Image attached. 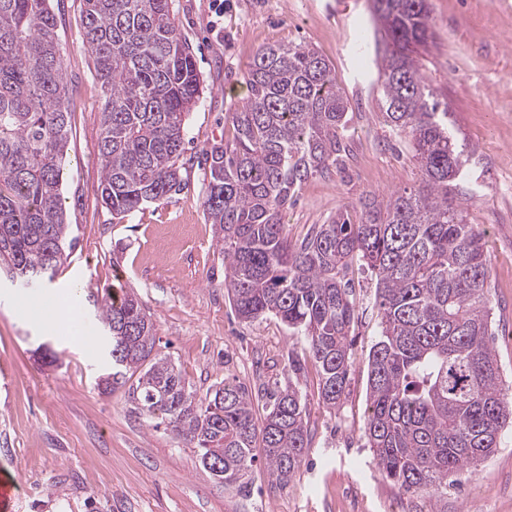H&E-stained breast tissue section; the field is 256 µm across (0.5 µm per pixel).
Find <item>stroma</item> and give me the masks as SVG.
<instances>
[{
  "label": "stroma",
  "instance_id": "obj_1",
  "mask_svg": "<svg viewBox=\"0 0 512 512\" xmlns=\"http://www.w3.org/2000/svg\"><path fill=\"white\" fill-rule=\"evenodd\" d=\"M67 79L74 89L63 206L75 247L48 286L21 288L0 278V473L18 492L12 512H432L433 502L378 471L364 446L368 356L380 333L376 278L353 261V364L345 393L328 407L320 377H298L310 436L288 485L273 483L264 462L252 469L254 493L242 500L203 469L196 449L149 426L126 388L103 392L112 368L92 294L122 285L141 299L156 349L171 357L189 390L205 396L229 378L258 390L288 380L296 339L275 316L245 322L224 288V257L204 201L203 154L232 140L231 114L247 97L244 76L268 45L304 43L330 63L349 99L346 151L331 173L314 176L286 205L291 239L351 208L363 194L419 185L407 140L379 108V53L369 0H172L204 92L186 121L180 192L135 212L113 215L101 201L99 156L105 98L83 38L82 0H50ZM434 40L421 74L448 103L459 143L471 148L476 196H462L468 223L484 231L494 350L512 387V0H429ZM75 291L82 320L97 339L88 353L40 327L26 312L45 290ZM494 512H512V427L495 453L448 489V512H468L486 494Z\"/></svg>",
  "mask_w": 512,
  "mask_h": 512
}]
</instances>
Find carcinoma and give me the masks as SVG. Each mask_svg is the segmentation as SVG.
Returning <instances> with one entry per match:
<instances>
[{
	"label": "carcinoma",
	"mask_w": 512,
	"mask_h": 512,
	"mask_svg": "<svg viewBox=\"0 0 512 512\" xmlns=\"http://www.w3.org/2000/svg\"><path fill=\"white\" fill-rule=\"evenodd\" d=\"M84 40L106 105L101 116V201L114 214L181 190L186 115L203 79L178 33L171 0H83ZM386 42L379 79L384 120L409 138L424 187L361 197L299 242L281 211L309 178L345 151L350 103L330 63L306 44L267 46L250 64L248 97L232 113L234 139L206 152L205 209L224 255V288L237 317L274 315L303 342L334 406L351 368L355 308L345 270L359 258L376 277L380 335L369 355L364 436L379 471L406 492L448 502L457 476L494 453L512 424L492 347L482 234L456 189L468 155L420 74L432 36L428 0H373ZM72 94L49 0H0V265L53 280L66 255L63 166ZM112 346V374L135 377L128 398L224 469V491L251 496L256 450L285 486L308 445L298 383L253 393L228 379L196 398L168 357L153 354L155 328L137 295L106 289L94 303Z\"/></svg>",
	"instance_id": "cac0c4a2"
}]
</instances>
